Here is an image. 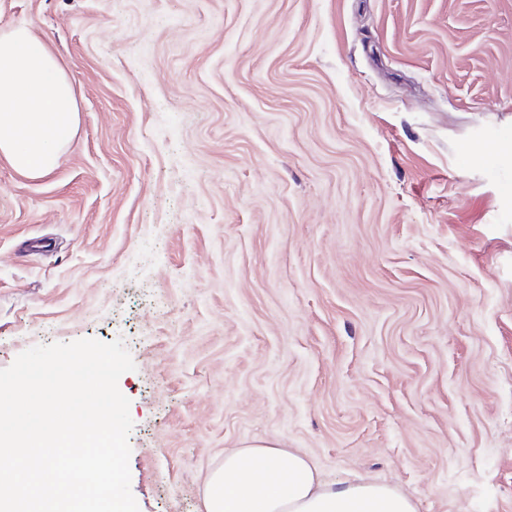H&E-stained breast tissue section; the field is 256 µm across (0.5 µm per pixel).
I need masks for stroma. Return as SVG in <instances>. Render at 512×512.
<instances>
[{"label": "stroma", "instance_id": "obj_1", "mask_svg": "<svg viewBox=\"0 0 512 512\" xmlns=\"http://www.w3.org/2000/svg\"><path fill=\"white\" fill-rule=\"evenodd\" d=\"M67 65L0 160V369L123 340L139 512L272 441L417 512H512V0H0Z\"/></svg>", "mask_w": 512, "mask_h": 512}]
</instances>
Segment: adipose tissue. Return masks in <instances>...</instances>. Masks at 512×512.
<instances>
[{"label": "adipose tissue", "instance_id": "ef3b65f1", "mask_svg": "<svg viewBox=\"0 0 512 512\" xmlns=\"http://www.w3.org/2000/svg\"><path fill=\"white\" fill-rule=\"evenodd\" d=\"M78 98L64 62L33 25L0 28V158L18 173H51L78 127ZM205 512H417L380 482L322 480L306 457L256 443L225 453L206 484Z\"/></svg>", "mask_w": 512, "mask_h": 512}]
</instances>
